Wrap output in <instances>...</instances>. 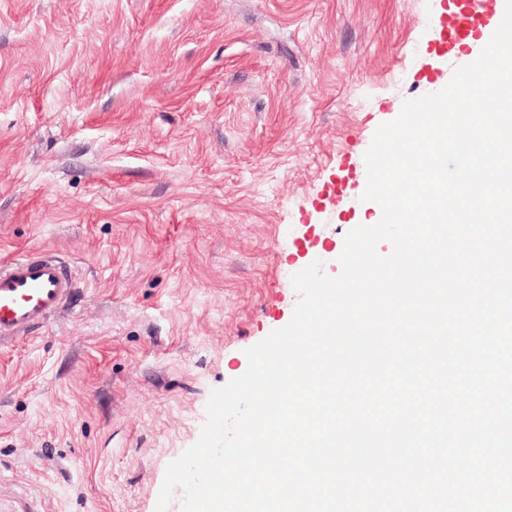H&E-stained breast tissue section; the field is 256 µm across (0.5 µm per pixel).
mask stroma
Instances as JSON below:
<instances>
[{"instance_id": "obj_1", "label": "stroma", "mask_w": 512, "mask_h": 512, "mask_svg": "<svg viewBox=\"0 0 512 512\" xmlns=\"http://www.w3.org/2000/svg\"><path fill=\"white\" fill-rule=\"evenodd\" d=\"M451 0H0V262L73 298L0 343V512H156L211 391L382 218L364 155L453 74Z\"/></svg>"}]
</instances>
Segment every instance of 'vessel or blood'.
<instances>
[{
	"mask_svg": "<svg viewBox=\"0 0 512 512\" xmlns=\"http://www.w3.org/2000/svg\"><path fill=\"white\" fill-rule=\"evenodd\" d=\"M449 42L456 45L499 25L489 0H452ZM75 278L57 256L34 251L0 264V340L43 326L71 297Z\"/></svg>",
	"mask_w": 512,
	"mask_h": 512,
	"instance_id": "vessel-or-blood-1",
	"label": "vessel or blood"
}]
</instances>
